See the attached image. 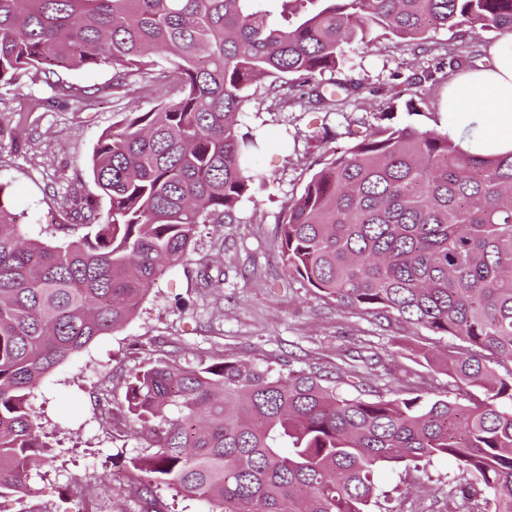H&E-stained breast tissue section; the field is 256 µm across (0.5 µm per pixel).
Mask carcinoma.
Instances as JSON below:
<instances>
[{
  "mask_svg": "<svg viewBox=\"0 0 512 512\" xmlns=\"http://www.w3.org/2000/svg\"><path fill=\"white\" fill-rule=\"evenodd\" d=\"M438 27L512 34V0H0V83L68 97L62 73L105 65L113 92L156 100L93 150L105 213L87 202L28 236L0 182V499L23 500L46 462L32 405L46 376L131 320L198 225L242 222L263 150L244 128L252 87L267 84L276 107L296 84L341 111L359 85L325 92L317 77L342 69L345 47L415 49ZM448 56L454 71L471 66L464 41ZM424 104L391 97L377 125L348 131L353 144L320 159L276 239L288 279L319 297L458 339L446 374L484 397L416 386L365 400L318 371L149 363L125 392L147 433L149 453L127 468L142 512H164L161 486L212 512H370L377 469L437 457L465 481L446 512H512V153L470 155L444 130L394 122ZM79 484V512H96V477Z\"/></svg>",
  "mask_w": 512,
  "mask_h": 512,
  "instance_id": "cac0c4a2",
  "label": "carcinoma"
}]
</instances>
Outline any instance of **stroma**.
Here are the masks:
<instances>
[{
    "instance_id": "obj_1",
    "label": "stroma",
    "mask_w": 512,
    "mask_h": 512,
    "mask_svg": "<svg viewBox=\"0 0 512 512\" xmlns=\"http://www.w3.org/2000/svg\"><path fill=\"white\" fill-rule=\"evenodd\" d=\"M453 38L445 29L430 32L425 49L416 51L387 39L366 48L349 46L348 63L335 77L360 89L341 111L299 99L288 87L284 106L275 109L264 88L255 89L247 123L265 142L264 176L241 204L242 223L199 225L186 259L159 279L127 325L98 337L49 374L33 406L56 461L32 474L24 504L7 502L8 512H20L25 504L41 512H77L74 481L85 475L102 477L109 487L98 512H139L127 467L130 458L146 453V433L127 417L124 396L131 376L149 361L195 367L221 356L284 373L333 376L352 355L375 353L379 360L365 374L366 397L409 382L440 396L451 391L447 375L423 354L452 350L455 338L342 310L302 283L287 282L274 227L324 153L346 151L349 130L375 124L388 90L406 99L422 91L415 74L438 67ZM63 79L96 90V98L81 104L56 97L43 83L0 84V179L11 186L9 210L16 224L32 236L65 222L71 191L106 210L89 176L92 151L122 113L153 106L149 98L113 96L108 66L69 71ZM446 88L442 82L423 90V115L401 113L398 122L434 128ZM457 478V465L447 457L421 470L385 468L376 476L382 490L393 494L392 512H443L448 484Z\"/></svg>"
}]
</instances>
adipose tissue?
Instances as JSON below:
<instances>
[{
	"mask_svg": "<svg viewBox=\"0 0 512 512\" xmlns=\"http://www.w3.org/2000/svg\"><path fill=\"white\" fill-rule=\"evenodd\" d=\"M486 53L484 67L450 81L441 122L464 152L504 155L512 152V35Z\"/></svg>",
	"mask_w": 512,
	"mask_h": 512,
	"instance_id": "1",
	"label": "adipose tissue"
}]
</instances>
